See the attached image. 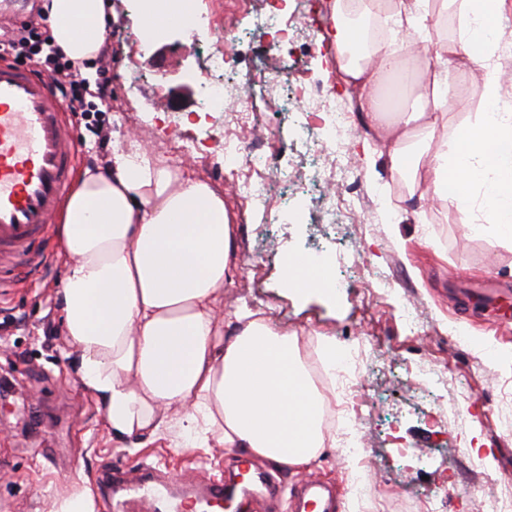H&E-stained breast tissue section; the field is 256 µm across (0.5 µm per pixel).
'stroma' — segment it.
<instances>
[{
	"label": "stroma",
	"mask_w": 512,
	"mask_h": 512,
	"mask_svg": "<svg viewBox=\"0 0 512 512\" xmlns=\"http://www.w3.org/2000/svg\"><path fill=\"white\" fill-rule=\"evenodd\" d=\"M319 0H285L282 16L291 47H272L265 31L252 28L225 67L224 80L260 76L253 92L259 131L274 130L263 154L299 175L289 184L290 217L278 234L259 232L255 213L233 183L230 171L202 161L199 146L215 119L199 111L194 85L185 74L202 70L208 34L204 27L168 26L158 43L141 37L136 0H112V24L105 44L112 99L108 111L70 131L79 149L77 165H106L113 148L136 141L150 153L188 166L194 177L222 192L237 232L231 250L234 281L219 298L225 314L248 308L275 327L301 337L324 335L337 346L357 342L361 331L376 336L388 353L377 371L369 415L360 426L366 475L378 498H391L388 512H410V500L396 499L403 487L431 495L434 512H471L475 499L512 491V429L498 418L501 400L512 399V241H493L488 225L470 224L456 206H433L427 223L405 214L388 224L382 198L409 196L400 171L387 157L375 165L365 158L364 134L351 128L345 154L335 164L305 155L297 116L309 109V93L327 91L330 109H349L336 75L326 65L322 37L332 19ZM465 91L449 104V137L473 122L482 104L481 72L459 76ZM108 132L101 140L98 129ZM334 178L343 192L342 212L352 224L329 223L323 181ZM332 250V273L341 286L335 295L302 294L285 284L283 259L318 247ZM41 265L15 270L24 287L0 291V322H8L0 344V377L14 384L0 392V506L9 512H50L54 492L77 484L94 488L106 466L134 475L150 464L172 481L220 479L239 457L218 446L179 448L167 438L112 436L103 410L78 384V366L61 326L59 289L65 266L55 256L54 239L40 246ZM355 255L356 267L345 263ZM493 282L500 290L496 307L462 306L460 289ZM407 294L420 326L409 330L398 305L383 294ZM427 361L448 367V388H416L405 371ZM477 452L482 474L467 465ZM309 471L331 486L343 512H355L351 486L357 466L341 449L327 446Z\"/></svg>",
	"instance_id": "stroma-1"
}]
</instances>
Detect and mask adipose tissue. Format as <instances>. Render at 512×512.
Instances as JSON below:
<instances>
[{
	"label": "adipose tissue",
	"mask_w": 512,
	"mask_h": 512,
	"mask_svg": "<svg viewBox=\"0 0 512 512\" xmlns=\"http://www.w3.org/2000/svg\"><path fill=\"white\" fill-rule=\"evenodd\" d=\"M504 0H442L458 24L431 39L432 0H395L396 31L424 44L419 72L430 91L394 120L376 95L401 69V47L367 50L349 25L347 0H333L328 59L355 91L352 103L398 168L432 202L468 207L483 188L481 215L496 237L512 236V103L495 78L504 50L492 34ZM55 45L90 61L107 36L105 0H45ZM482 67L484 106L459 142L441 134L459 97L460 66ZM233 218L224 195L169 158L113 151L80 172L58 215L56 250L67 268L60 290L79 382L119 438L172 436L183 447L216 444L299 471L325 447V395L312 381L298 337L247 311L230 320L216 303L232 278Z\"/></svg>",
	"instance_id": "1"
}]
</instances>
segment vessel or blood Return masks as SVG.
I'll return each mask as SVG.
<instances>
[{
    "label": "vessel or blood",
    "instance_id": "b4317fda",
    "mask_svg": "<svg viewBox=\"0 0 512 512\" xmlns=\"http://www.w3.org/2000/svg\"><path fill=\"white\" fill-rule=\"evenodd\" d=\"M47 77L0 62V267L32 264V245L47 238L53 215L73 179L78 146L64 109ZM281 491L278 473L248 467L245 476L206 483L177 493L143 470L121 501L122 512H217L227 505L240 512L246 503ZM288 512H340L331 488L311 477L294 486Z\"/></svg>",
    "mask_w": 512,
    "mask_h": 512
}]
</instances>
